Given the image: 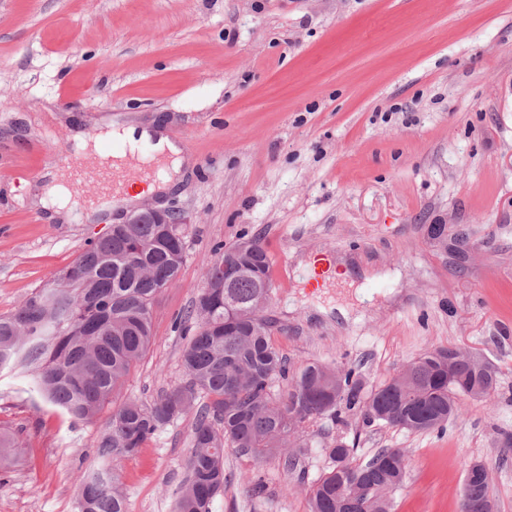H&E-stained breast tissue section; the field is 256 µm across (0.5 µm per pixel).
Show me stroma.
Returning a JSON list of instances; mask_svg holds the SVG:
<instances>
[{"mask_svg": "<svg viewBox=\"0 0 512 512\" xmlns=\"http://www.w3.org/2000/svg\"><path fill=\"white\" fill-rule=\"evenodd\" d=\"M115 122L164 124L191 159L171 191L143 197L178 213L185 257L115 404L185 382L175 320L214 246L253 237L288 259L269 315L291 368L352 366L371 389L454 346L498 376L442 434L326 417L291 440V468L225 446L230 483L211 512H309L340 437L356 464L404 451L391 512H459L474 461L512 512V0H0V314L107 228L82 206L56 223L31 198L74 153L73 130ZM322 256L331 275L314 288ZM193 420L121 462L130 512H175ZM104 425L70 422L26 373L0 372V427L22 443L0 463V512H79Z\"/></svg>", "mask_w": 512, "mask_h": 512, "instance_id": "stroma-1", "label": "stroma"}]
</instances>
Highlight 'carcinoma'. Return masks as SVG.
Returning a JSON list of instances; mask_svg holds the SVG:
<instances>
[{"instance_id":"cac0c4a2","label":"carcinoma","mask_w":512,"mask_h":512,"mask_svg":"<svg viewBox=\"0 0 512 512\" xmlns=\"http://www.w3.org/2000/svg\"><path fill=\"white\" fill-rule=\"evenodd\" d=\"M205 286L177 318L191 332L182 350L187 375L150 403L128 401L112 409L96 441L98 462L81 475L80 512H129L119 463L140 452L160 429L190 410L189 475L176 512H210L229 484L224 445L259 459L284 456L290 438L328 415L351 413L363 424L384 423L412 432L442 430L462 412L474 391L496 389V372L480 369L467 354L448 368L447 350L410 363L402 380L370 392L355 369L336 371L310 363L295 373L271 342L266 309L271 299V259L257 238L216 248ZM184 244L175 224H114L84 250L54 287L33 292L14 312L0 316V371L27 368L34 390L76 421L95 420L148 351L153 305L176 282ZM286 382L274 393V383ZM205 399L195 405L198 398ZM21 447L0 428V458ZM340 439L329 449L334 468L309 489L310 512H390L388 494L403 483L405 455L379 451L365 465L350 461ZM472 499L492 494L478 475L464 486Z\"/></svg>"}]
</instances>
